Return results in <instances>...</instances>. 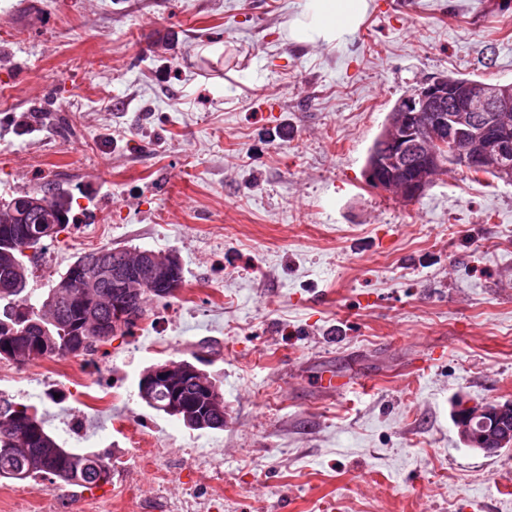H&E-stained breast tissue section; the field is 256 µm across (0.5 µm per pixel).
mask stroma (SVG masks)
<instances>
[{"mask_svg":"<svg viewBox=\"0 0 512 512\" xmlns=\"http://www.w3.org/2000/svg\"><path fill=\"white\" fill-rule=\"evenodd\" d=\"M0 0V198L68 189L75 221L30 252L55 273L98 248L177 251L193 303L153 299L172 348L131 330L99 345L123 398L85 426L120 455L134 420L163 449L94 490L60 486L56 512H512V447L484 455L457 399L512 403V182L456 171L405 205L370 188L368 151L395 102L452 75L512 83V0H371L338 45L296 43L305 0ZM50 104L67 120L28 128ZM204 357L224 427L148 408V366ZM336 373L342 393L320 389ZM0 395L68 436L32 376ZM213 458L189 467V454Z\"/></svg>","mask_w":512,"mask_h":512,"instance_id":"stroma-1","label":"stroma"}]
</instances>
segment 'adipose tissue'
Listing matches in <instances>:
<instances>
[{
  "label": "adipose tissue",
  "instance_id": "ef3b65f1",
  "mask_svg": "<svg viewBox=\"0 0 512 512\" xmlns=\"http://www.w3.org/2000/svg\"><path fill=\"white\" fill-rule=\"evenodd\" d=\"M370 0H306V7L288 29L296 42L338 44L361 27Z\"/></svg>",
  "mask_w": 512,
  "mask_h": 512
}]
</instances>
